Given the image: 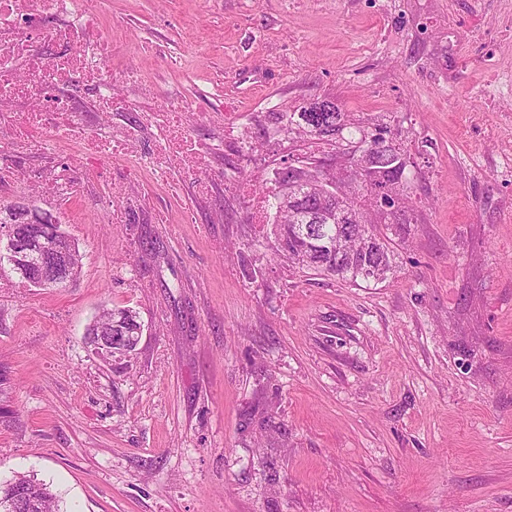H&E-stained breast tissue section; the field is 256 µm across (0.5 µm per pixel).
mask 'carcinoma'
<instances>
[{"label":"carcinoma","instance_id":"obj_1","mask_svg":"<svg viewBox=\"0 0 512 512\" xmlns=\"http://www.w3.org/2000/svg\"><path fill=\"white\" fill-rule=\"evenodd\" d=\"M331 112H315L316 121L304 120L306 109L299 112H275L278 122L287 121L286 132L296 130L316 138L362 142L375 147L378 180L362 182L359 172L349 167L347 174L338 178L340 190L352 204L360 206V220L348 225L346 237L339 247H317L304 237L299 227L304 225V213L296 214L288 207V196L302 195L311 201V191L317 184L307 188L304 184L290 186L292 175L286 169L275 173L277 188L267 198V206L273 210L274 235L277 255L301 268L334 277L348 284L381 283L395 272L396 255L400 246V231L411 223L407 182L394 188V195L385 191L386 179L393 176L389 170L395 160L393 149L400 148L396 136L388 128H376L370 132L355 125L344 109L334 103ZM394 208L388 216L376 219L379 202ZM341 225L336 223L312 224L309 235L328 241L336 239ZM0 512H59L56 497L44 484L25 475H15L0 481Z\"/></svg>","mask_w":512,"mask_h":512}]
</instances>
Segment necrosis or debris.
Returning a JSON list of instances; mask_svg holds the SVG:
<instances>
[{
	"mask_svg": "<svg viewBox=\"0 0 512 512\" xmlns=\"http://www.w3.org/2000/svg\"><path fill=\"white\" fill-rule=\"evenodd\" d=\"M107 0H0V180L30 190L41 183L65 201L109 197L128 200L127 182L112 180L87 191L90 163L121 160L129 173L168 185L175 171L195 174L198 199L216 183L198 176L210 147L190 136V102L175 98L157 106L150 93L119 96L112 70V43L103 24ZM90 87L95 99L81 104L72 88ZM135 111L153 129L156 148L143 149L137 132L108 121V114ZM76 151L60 163L63 148Z\"/></svg>",
	"mask_w": 512,
	"mask_h": 512,
	"instance_id": "1",
	"label": "necrosis or debris"
}]
</instances>
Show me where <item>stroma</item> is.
<instances>
[{"label": "stroma", "instance_id": "1", "mask_svg": "<svg viewBox=\"0 0 512 512\" xmlns=\"http://www.w3.org/2000/svg\"><path fill=\"white\" fill-rule=\"evenodd\" d=\"M114 72L220 138L196 200L33 201L82 256L60 288L0 276V479L62 512H512V0H109ZM401 137L398 271L355 287L275 255V173L334 155L273 124L315 99ZM256 152L243 160L238 139ZM137 311L134 351L88 340Z\"/></svg>", "mask_w": 512, "mask_h": 512}]
</instances>
